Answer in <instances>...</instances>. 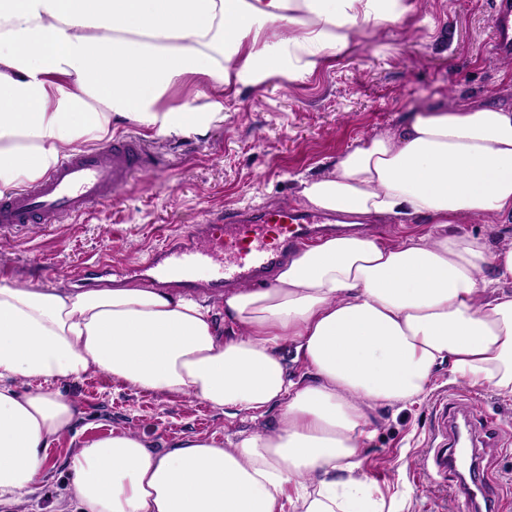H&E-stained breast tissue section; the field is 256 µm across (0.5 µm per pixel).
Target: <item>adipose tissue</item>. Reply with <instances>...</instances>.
<instances>
[{
  "mask_svg": "<svg viewBox=\"0 0 512 512\" xmlns=\"http://www.w3.org/2000/svg\"><path fill=\"white\" fill-rule=\"evenodd\" d=\"M411 0H0V196L125 118L168 133L215 112L158 109L196 76L312 72ZM287 39L262 42L266 25ZM308 205L436 232L355 235L298 251L266 287L221 305L145 284H0V508L35 492L71 432L59 382L91 373L226 412L278 411L271 430L153 448L111 431L69 456L68 512H395L362 469L374 412L422 400L434 373L512 399V247L444 228L512 220V102L409 112L393 135L300 182ZM302 363L293 377L290 363ZM40 381L33 392L17 379Z\"/></svg>",
  "mask_w": 512,
  "mask_h": 512,
  "instance_id": "adipose-tissue-1",
  "label": "adipose tissue"
}]
</instances>
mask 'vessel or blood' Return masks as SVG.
I'll list each match as a JSON object with an SVG mask.
<instances>
[{"mask_svg": "<svg viewBox=\"0 0 512 512\" xmlns=\"http://www.w3.org/2000/svg\"><path fill=\"white\" fill-rule=\"evenodd\" d=\"M490 60L512 57V0H494ZM152 160L144 145L128 137L102 151L62 157L30 186L0 201V231L19 224H59L110 200L136 172H147ZM347 226L285 207L240 209L191 226L168 237L149 253L144 270L161 286L189 292H218L271 280L300 247L347 233ZM211 262V280L195 278L198 264ZM434 438L449 440L448 448L432 458L441 474L453 476L458 493L483 500L489 512H506L494 480L484 478L479 452L500 447L498 431L477 421L470 402L454 400L436 408Z\"/></svg>", "mask_w": 512, "mask_h": 512, "instance_id": "b4317fda", "label": "vessel or blood"}]
</instances>
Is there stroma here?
<instances>
[{
    "instance_id": "obj_1",
    "label": "stroma",
    "mask_w": 512,
    "mask_h": 512,
    "mask_svg": "<svg viewBox=\"0 0 512 512\" xmlns=\"http://www.w3.org/2000/svg\"><path fill=\"white\" fill-rule=\"evenodd\" d=\"M491 15V0H416L393 25L358 29L344 51L303 76L247 72L221 88L184 80L161 108L196 112L218 101L222 120L167 134L133 120L114 123L117 135L143 137L155 169L90 214L0 232V276L22 288L73 287L70 273L86 261L136 264L163 236L227 211L302 209L300 180L330 173L343 154L393 131L406 112L491 97L511 102L512 58H485ZM62 389L80 415L71 434L49 450L60 466L81 442L114 428H133L161 448L195 435L253 432L274 420L270 414L231 417L190 397L145 393L100 374ZM459 394L472 397L482 420L500 426L502 448L483 467L512 499V399L453 380L442 368L423 400L374 414V436L363 451L364 472L386 497L404 500L403 512H469L452 477L436 475L428 463L436 404ZM63 482L51 473L12 512H61Z\"/></svg>"
}]
</instances>
